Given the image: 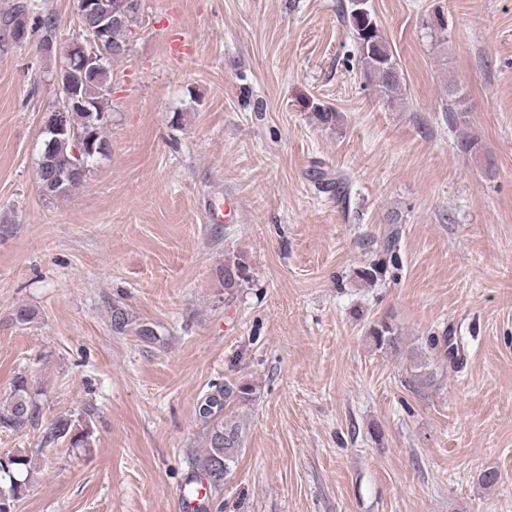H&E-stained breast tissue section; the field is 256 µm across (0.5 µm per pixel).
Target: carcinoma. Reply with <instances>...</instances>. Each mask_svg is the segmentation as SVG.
Segmentation results:
<instances>
[{
	"instance_id": "cac0c4a2",
	"label": "carcinoma",
	"mask_w": 512,
	"mask_h": 512,
	"mask_svg": "<svg viewBox=\"0 0 512 512\" xmlns=\"http://www.w3.org/2000/svg\"><path fill=\"white\" fill-rule=\"evenodd\" d=\"M33 5L22 3L4 19L9 32L28 28V17ZM112 18L105 52L94 70L58 51L48 52L46 47L57 44V27L51 16L38 17L41 32L38 45L44 47L42 54L54 59L55 73L64 77L61 93H72L76 101L67 109L66 133L43 136L37 168V183L42 196L60 199L68 196L88 178L98 158L107 154L110 144L105 137L109 121V96L111 94L110 69L108 64L128 51V33L137 22L140 0H107ZM361 13H354L352 4H347L344 18L349 23L357 50L361 69L377 87V91L390 105L402 96L401 74L389 42L386 40L372 13L369 0L359 5ZM249 277L248 267L240 261L224 263V288H238ZM366 335L379 350L394 349L399 343L396 329L386 320L369 325ZM430 354H415L411 360L414 385L418 388L434 385L435 373L430 369ZM254 400V387L248 382L226 384L216 392L206 395L197 405L201 422L206 425V451L199 458L198 467L214 488L224 484V477L235 463L242 447V428L224 419L225 404L247 406ZM39 414L36 393L28 379L16 377L12 396L0 406V427L20 430L33 422ZM90 427L84 420L72 416H60L52 423L44 436V445L60 440L75 448L89 444ZM32 473V457L24 449H17L0 459V506L16 512L17 502L24 495Z\"/></svg>"
}]
</instances>
